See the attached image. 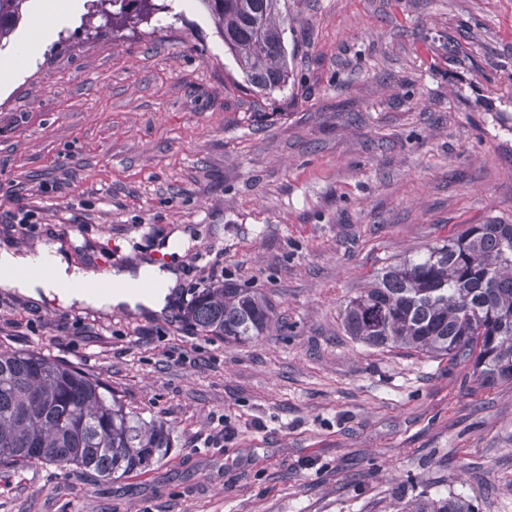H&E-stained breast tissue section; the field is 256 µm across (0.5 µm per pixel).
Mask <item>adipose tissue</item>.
I'll return each instance as SVG.
<instances>
[{"label":"adipose tissue","instance_id":"ef3b65f1","mask_svg":"<svg viewBox=\"0 0 512 512\" xmlns=\"http://www.w3.org/2000/svg\"><path fill=\"white\" fill-rule=\"evenodd\" d=\"M83 7V0H39L44 25L32 30L17 46L13 58L0 60V90L9 88L20 64L37 57L55 32L65 26ZM113 290L98 288L96 273L64 261L57 245H43L33 251L0 249V289L38 300L51 295L66 303H79L100 310L125 304L161 313L175 287L173 270L142 262L112 271Z\"/></svg>","mask_w":512,"mask_h":512}]
</instances>
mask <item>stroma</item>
<instances>
[{"instance_id": "obj_1", "label": "stroma", "mask_w": 512, "mask_h": 512, "mask_svg": "<svg viewBox=\"0 0 512 512\" xmlns=\"http://www.w3.org/2000/svg\"><path fill=\"white\" fill-rule=\"evenodd\" d=\"M172 6L82 12L0 93V245L178 274L152 316L0 291V345L100 377L172 446L112 481L0 469V512H401L423 491L512 512V386L341 319L390 262L512 223V0H288L293 77L268 95L199 0ZM214 263L275 327L227 344L181 319ZM155 0H112V7L119 5L118 11L112 10V24L119 27L131 20L142 21L161 10H172L170 4H157Z\"/></svg>"}]
</instances>
